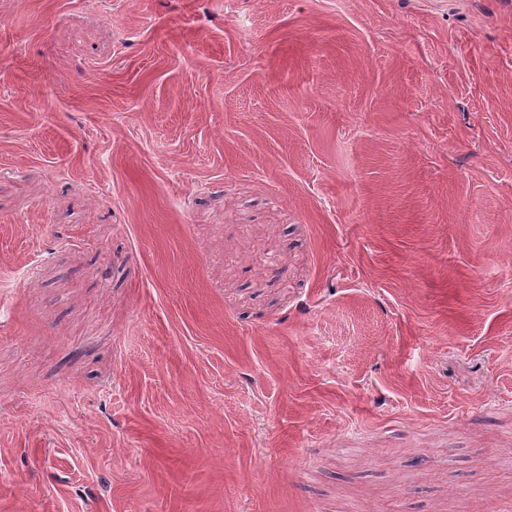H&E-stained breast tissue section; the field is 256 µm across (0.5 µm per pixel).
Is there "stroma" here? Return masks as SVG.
I'll list each match as a JSON object with an SVG mask.
<instances>
[{
  "instance_id": "stroma-1",
  "label": "stroma",
  "mask_w": 512,
  "mask_h": 512,
  "mask_svg": "<svg viewBox=\"0 0 512 512\" xmlns=\"http://www.w3.org/2000/svg\"><path fill=\"white\" fill-rule=\"evenodd\" d=\"M0 512H512V0H0Z\"/></svg>"
}]
</instances>
